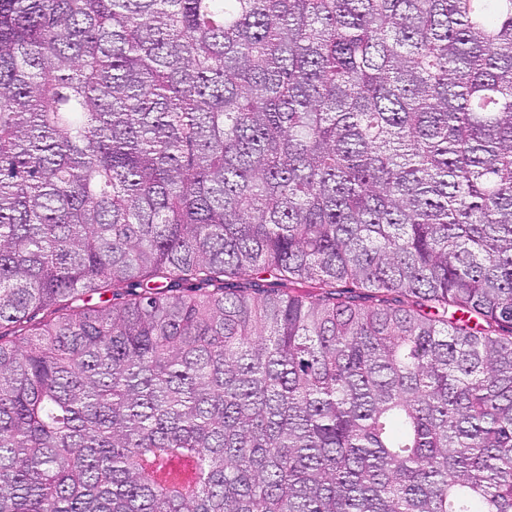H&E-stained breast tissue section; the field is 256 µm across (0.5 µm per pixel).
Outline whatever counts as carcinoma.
<instances>
[{
    "instance_id": "obj_1",
    "label": "carcinoma",
    "mask_w": 512,
    "mask_h": 512,
    "mask_svg": "<svg viewBox=\"0 0 512 512\" xmlns=\"http://www.w3.org/2000/svg\"><path fill=\"white\" fill-rule=\"evenodd\" d=\"M0 512H512V0H0Z\"/></svg>"
}]
</instances>
